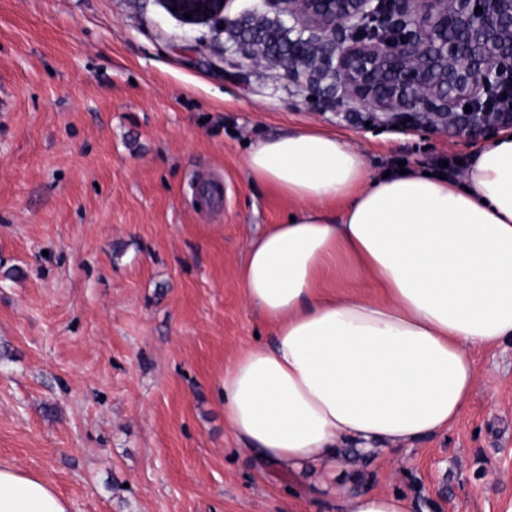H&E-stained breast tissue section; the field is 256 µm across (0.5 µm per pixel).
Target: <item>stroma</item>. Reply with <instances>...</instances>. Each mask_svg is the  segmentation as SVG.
Here are the masks:
<instances>
[{
  "label": "stroma",
  "instance_id": "stroma-1",
  "mask_svg": "<svg viewBox=\"0 0 512 512\" xmlns=\"http://www.w3.org/2000/svg\"><path fill=\"white\" fill-rule=\"evenodd\" d=\"M227 44L158 0H0V460L71 512H334L224 424L225 361L270 333L239 267L293 208L244 157L301 126L373 170L475 148L363 126L358 104ZM208 180L224 203L203 212ZM474 360L459 420L361 481L416 512H512V345Z\"/></svg>",
  "mask_w": 512,
  "mask_h": 512
}]
</instances>
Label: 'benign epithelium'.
Instances as JSON below:
<instances>
[{
    "label": "benign epithelium",
    "mask_w": 512,
    "mask_h": 512,
    "mask_svg": "<svg viewBox=\"0 0 512 512\" xmlns=\"http://www.w3.org/2000/svg\"><path fill=\"white\" fill-rule=\"evenodd\" d=\"M186 25H226L221 0H158ZM289 30L321 44L310 64L313 88H341V100L372 108L362 122L445 132L483 142L512 132L511 112H488L492 90L512 86V0H261ZM177 10H172V7ZM482 11L475 12L476 7ZM192 15L191 19L184 14ZM380 22L366 36L365 19ZM304 44L276 59L288 75ZM471 106L472 111L458 108Z\"/></svg>",
    "instance_id": "1"
}]
</instances>
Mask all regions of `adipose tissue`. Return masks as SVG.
<instances>
[{
	"instance_id": "ef3b65f1",
	"label": "adipose tissue",
	"mask_w": 512,
	"mask_h": 512,
	"mask_svg": "<svg viewBox=\"0 0 512 512\" xmlns=\"http://www.w3.org/2000/svg\"><path fill=\"white\" fill-rule=\"evenodd\" d=\"M254 184L292 201L239 270L271 330L224 365V423L260 466L352 471L448 430L477 385L473 353L512 342V137L464 180L372 171L333 131L257 141ZM406 495L340 488L336 512H414ZM0 512H70L44 477L0 462Z\"/></svg>"
}]
</instances>
